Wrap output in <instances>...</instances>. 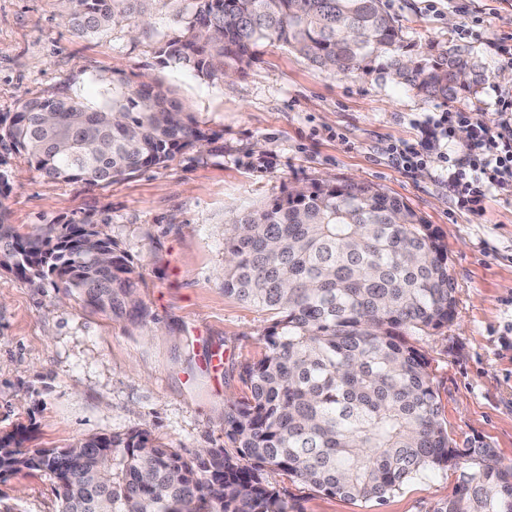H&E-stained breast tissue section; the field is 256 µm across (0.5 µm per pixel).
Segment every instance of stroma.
<instances>
[{
	"instance_id": "35a3bbf8",
	"label": "stroma",
	"mask_w": 512,
	"mask_h": 512,
	"mask_svg": "<svg viewBox=\"0 0 512 512\" xmlns=\"http://www.w3.org/2000/svg\"><path fill=\"white\" fill-rule=\"evenodd\" d=\"M382 6L403 30L405 54L467 44L478 61L473 92L431 98L379 70L331 75L276 41L260 44L250 65L203 79L157 53L180 33L182 0H154L148 24L126 21L95 36L73 34L61 0H0V116L54 95L97 108L109 79L120 78L168 88L208 135L169 166L106 186L48 179L0 142L6 223L23 234L103 224L141 272L137 294L148 312L115 320L54 280L36 288L0 269V435L22 428L26 447L53 448L139 429L188 449L222 447L224 400L247 396L240 367L263 356L258 336L270 323L267 312L224 294V224L288 189L352 180L403 199L447 243L456 315L416 346L449 436H482L512 465V199L491 197L478 218L462 214L437 166L408 172L381 151L420 138L426 113L489 112L495 90L512 92L495 46L512 33V0ZM474 17L490 21L487 37L462 41ZM468 469L462 462L426 474L381 505L281 471L268 480L300 512H433ZM56 490L48 474L25 470L0 482V500L19 512H58Z\"/></svg>"
}]
</instances>
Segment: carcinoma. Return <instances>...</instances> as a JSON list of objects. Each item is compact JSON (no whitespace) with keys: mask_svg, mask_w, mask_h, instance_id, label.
I'll return each mask as SVG.
<instances>
[{"mask_svg":"<svg viewBox=\"0 0 512 512\" xmlns=\"http://www.w3.org/2000/svg\"><path fill=\"white\" fill-rule=\"evenodd\" d=\"M153 0H64L82 35L148 17ZM182 33L159 56L212 78L281 42L330 74L369 73L381 55L392 79L448 98L476 67L450 48L418 59L380 0H185ZM206 133L159 86L112 80L99 108L74 97L23 102L0 141L44 175L110 184L174 160ZM0 267L31 286L48 277L115 318L146 316L141 273L93 223L21 234L0 214ZM224 294L271 314L265 353L242 366L250 395L225 401L231 447H175L145 430L92 435L64 448L0 437V481L40 470L57 480L59 512H294L267 480L279 470L329 494L385 501L412 479L459 460L474 472L434 512H512V467L483 440L459 448L439 418L428 363L411 339L448 326L455 282L432 225L380 188L321 182L224 224Z\"/></svg>","mask_w":512,"mask_h":512,"instance_id":"cac0c4a2","label":"carcinoma"}]
</instances>
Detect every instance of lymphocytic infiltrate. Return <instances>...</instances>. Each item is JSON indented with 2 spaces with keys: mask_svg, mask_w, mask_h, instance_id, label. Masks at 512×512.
Wrapping results in <instances>:
<instances>
[{
  "mask_svg": "<svg viewBox=\"0 0 512 512\" xmlns=\"http://www.w3.org/2000/svg\"><path fill=\"white\" fill-rule=\"evenodd\" d=\"M468 132L461 151L449 150L456 129ZM389 158L407 170L440 163L455 208L482 215L491 193L512 197V94L500 93L494 114L451 110L429 116L413 143L390 142Z\"/></svg>",
  "mask_w": 512,
  "mask_h": 512,
  "instance_id": "f902f5d3",
  "label": "lymphocytic infiltrate"
}]
</instances>
